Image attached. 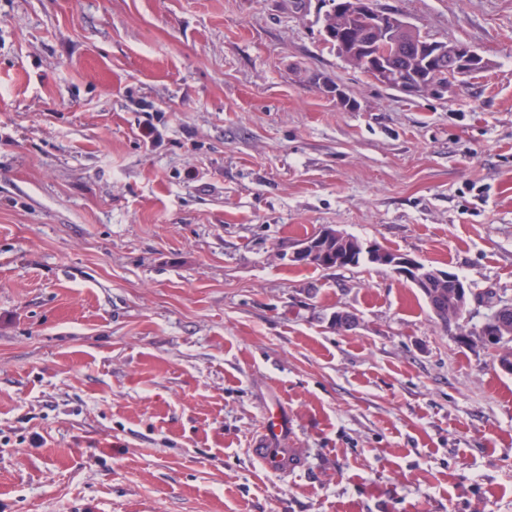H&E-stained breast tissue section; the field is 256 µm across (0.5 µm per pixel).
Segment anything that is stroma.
<instances>
[{"label":"stroma","instance_id":"stroma-1","mask_svg":"<svg viewBox=\"0 0 512 512\" xmlns=\"http://www.w3.org/2000/svg\"><path fill=\"white\" fill-rule=\"evenodd\" d=\"M374 6L491 68L407 98L326 0H0V512H512L496 352L289 258L330 226L512 300V0ZM287 432L288 423L284 417H279L266 429V434L253 444V448H251L252 456L272 470L283 474L288 473V470L296 466L295 458L288 456V453H276V451L283 448H269L271 436L284 435Z\"/></svg>","mask_w":512,"mask_h":512}]
</instances>
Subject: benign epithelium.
I'll return each instance as SVG.
<instances>
[{"label": "benign epithelium", "instance_id": "obj_1", "mask_svg": "<svg viewBox=\"0 0 512 512\" xmlns=\"http://www.w3.org/2000/svg\"><path fill=\"white\" fill-rule=\"evenodd\" d=\"M336 29L328 30L326 46L341 54L351 66H365L370 70L373 81L383 86H394L408 98L425 94L440 96L444 88L436 81L421 76V67L452 70L459 74H476L491 67L485 58L469 46L459 43L434 41L420 34L403 20L386 21V16L369 6V0H345V4L329 11ZM432 52L422 66H371V58L363 51L378 49L383 55L390 50L412 55L422 48ZM360 253L402 276L421 293L427 294L433 288H446L448 282L456 285V297L460 309H467L471 302L478 301L464 281L457 280L454 273L433 268L412 257L386 250L373 243H364L354 236L333 227H325L317 234L299 240L290 260L320 266L341 267L350 262L353 255ZM512 329V301H496L479 328L476 340L484 347Z\"/></svg>", "mask_w": 512, "mask_h": 512}]
</instances>
